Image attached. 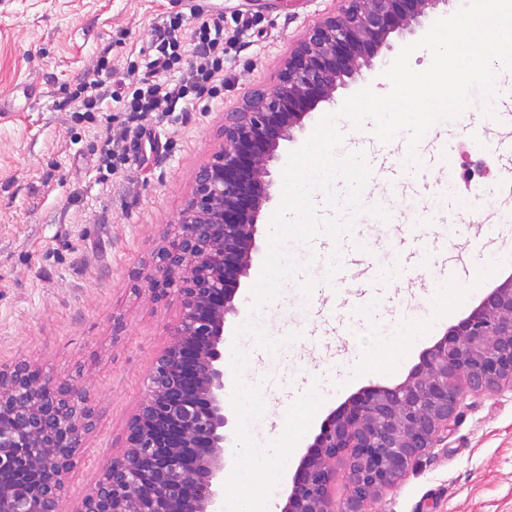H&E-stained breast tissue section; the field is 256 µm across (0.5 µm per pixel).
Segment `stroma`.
<instances>
[{
    "instance_id": "stroma-1",
    "label": "stroma",
    "mask_w": 512,
    "mask_h": 512,
    "mask_svg": "<svg viewBox=\"0 0 512 512\" xmlns=\"http://www.w3.org/2000/svg\"><path fill=\"white\" fill-rule=\"evenodd\" d=\"M468 0H449L422 18L414 33L392 34L388 45L361 76L338 88L334 103H322L304 118L292 139L281 141L269 169L272 200L257 219L259 252L239 280L227 315L224 346L250 316L251 289L268 251L270 221L282 201L283 170L321 117L363 88L384 90V70L402 47L422 38ZM333 0H207L206 16L224 20V84L203 92L202 108L171 112L147 122L150 142L121 110H112V129L66 108L64 102L85 74L101 71L107 85L143 74L154 28L182 15L192 24L189 0H0V98L36 91L31 105L0 112V365L26 357L55 379L86 385L96 425L86 435L67 480L66 512H73L124 440L129 414L146 393L157 353L178 318L175 300L153 301L134 289L131 275L148 260L164 232L173 230L194 185L195 173L224 140V114L254 88L276 84L281 60L309 25L333 10ZM512 81L499 83L494 98L475 99L466 120L449 124L440 141L457 171L488 155L493 166L469 201L481 205L503 197L502 167L512 164ZM496 115V133L485 136L487 112ZM123 142L128 159L116 171L98 167L105 135ZM406 190L390 204L400 215L415 207H439L456 225L465 269L448 276V244L436 224L421 227L420 238L401 243L396 224H373L364 245L375 253L427 250L434 260L425 272L429 288L448 287L450 316L431 324V297L411 285L360 272L350 288L332 295L322 276L308 271L287 281L280 296L263 307L264 328L275 339L294 328L321 334V348L301 354L280 349L276 357L249 358L242 379L267 392L265 414L252 432L260 448L279 437L278 424L303 394L307 380L341 406L370 386L403 383L426 346L466 317L497 285L512 276V264L497 263L512 251V222L481 227L470 223L456 197L462 183L427 168L409 174ZM381 288L390 305L376 327L334 346L322 323L300 320L303 300L346 309L353 293ZM420 345L394 354L400 331ZM372 512H512V386L467 397L453 430L409 469L402 482L371 506Z\"/></svg>"
}]
</instances>
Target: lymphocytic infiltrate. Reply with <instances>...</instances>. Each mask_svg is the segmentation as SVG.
<instances>
[{"label":"lymphocytic infiltrate","instance_id":"f902f5d3","mask_svg":"<svg viewBox=\"0 0 512 512\" xmlns=\"http://www.w3.org/2000/svg\"><path fill=\"white\" fill-rule=\"evenodd\" d=\"M182 26L178 16L156 29L144 75L111 94L103 93L99 74H86L71 97L75 111H101L109 98L139 125L155 112L194 111L201 91L224 75V22L198 16L187 36ZM171 70L177 74L174 82H156L157 74Z\"/></svg>","mask_w":512,"mask_h":512}]
</instances>
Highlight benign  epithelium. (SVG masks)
I'll return each mask as SVG.
<instances>
[{
    "label": "benign epithelium",
    "mask_w": 512,
    "mask_h": 512,
    "mask_svg": "<svg viewBox=\"0 0 512 512\" xmlns=\"http://www.w3.org/2000/svg\"><path fill=\"white\" fill-rule=\"evenodd\" d=\"M280 64L277 83L224 113V143L198 169L174 234L134 273L153 300L179 308L125 442L74 512H223L224 322L233 284L256 251L280 141L333 100L394 32L447 0H337ZM512 382V280L487 294L422 354L409 378L350 398L320 427L282 512H369L424 452L448 438L464 395ZM94 409L87 390L28 360L0 365V512H63L66 480ZM348 474L333 495L336 463Z\"/></svg>",
    "instance_id": "1"
}]
</instances>
